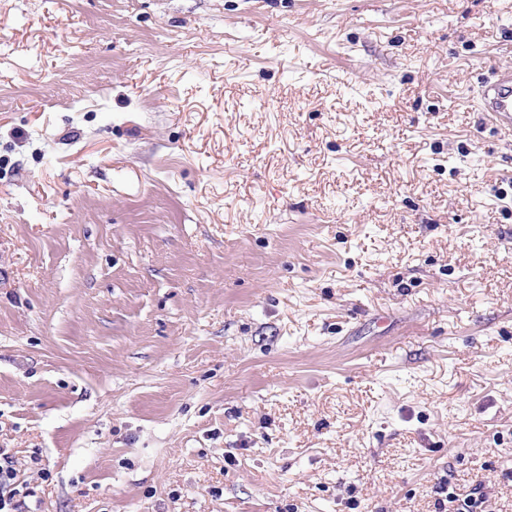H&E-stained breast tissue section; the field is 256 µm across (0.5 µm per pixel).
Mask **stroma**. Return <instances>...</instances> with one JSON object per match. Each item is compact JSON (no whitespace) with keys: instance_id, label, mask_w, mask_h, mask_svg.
<instances>
[{"instance_id":"stroma-1","label":"stroma","mask_w":512,"mask_h":512,"mask_svg":"<svg viewBox=\"0 0 512 512\" xmlns=\"http://www.w3.org/2000/svg\"><path fill=\"white\" fill-rule=\"evenodd\" d=\"M512 0H0V448L30 512H512ZM480 104L499 123L512 127V69L503 68L481 86ZM448 491V492H447ZM446 501L448 512H486L488 507V496L483 488H473L469 493H458L455 486L451 485L448 479L446 487Z\"/></svg>"}]
</instances>
